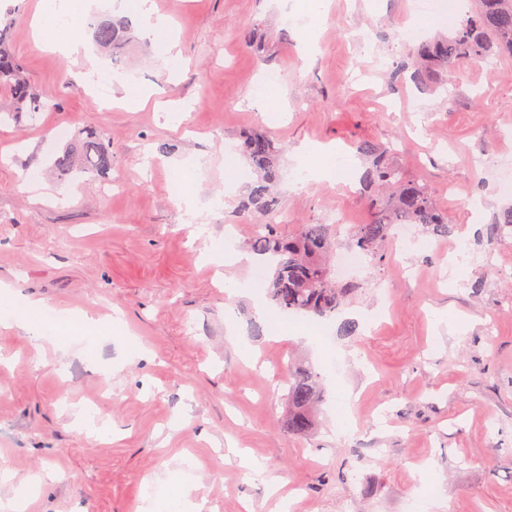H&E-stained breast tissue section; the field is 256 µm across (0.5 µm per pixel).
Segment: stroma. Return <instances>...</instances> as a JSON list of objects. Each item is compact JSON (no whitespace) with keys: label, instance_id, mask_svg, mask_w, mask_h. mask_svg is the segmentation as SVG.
Instances as JSON below:
<instances>
[{"label":"stroma","instance_id":"1","mask_svg":"<svg viewBox=\"0 0 512 512\" xmlns=\"http://www.w3.org/2000/svg\"><path fill=\"white\" fill-rule=\"evenodd\" d=\"M180 51L137 35L113 55L77 59L36 42L39 0H0L9 46L49 104L0 124V281L18 298L99 319L61 352L54 338L0 327V467L34 480L26 512H138L158 477L179 485L195 461L201 512H512V239L491 240L512 198L494 165L512 153V54L467 67L428 91L407 62L416 0H326L315 20H284L275 0H164ZM257 34L256 51L242 34ZM314 43L303 52V37ZM108 74L150 90L140 107H103L83 79ZM261 127L283 148L278 232L372 219L356 145L394 144L392 162L424 185L455 225L405 252L364 262L356 296L318 335L312 318L267 299L255 264L220 266L252 233L224 169L253 181L236 149ZM65 136H55V129ZM98 131L113 193L87 177L68 191L45 172L57 152ZM334 147L349 177L301 179L299 151ZM212 206L206 223L180 202ZM246 284L233 292L226 280ZM462 321L449 333L438 316ZM120 314L143 348L132 358L108 323ZM323 378L317 426L284 429L289 364ZM261 460L269 488L228 447Z\"/></svg>","mask_w":512,"mask_h":512}]
</instances>
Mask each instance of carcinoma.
I'll use <instances>...</instances> for the list:
<instances>
[{
    "label": "carcinoma",
    "instance_id": "carcinoma-1",
    "mask_svg": "<svg viewBox=\"0 0 512 512\" xmlns=\"http://www.w3.org/2000/svg\"><path fill=\"white\" fill-rule=\"evenodd\" d=\"M8 35L5 26L0 30V95L9 105H0V121L16 120L23 112L34 116L47 108L26 78L23 65L5 48ZM130 37L131 23L127 19L102 20L93 27V40L104 51L122 49ZM500 51L512 54V0H479L473 14L454 31L419 44L411 61L401 68L412 70V78L420 86L433 89L448 84L467 65ZM240 148L256 179L247 187L239 211L258 216L252 222L257 230L252 232L247 247L271 261L268 300L284 312L319 318L336 315L357 291L353 284H338L330 265L333 245L341 236L339 226L303 224L293 236L277 234L272 224L279 214L275 188L280 180L282 148L260 130L243 132ZM358 149L368 162L363 182L376 187V192L369 201L372 222L347 231L352 249L379 264L383 261V246L398 224H420L435 238H446L454 232L455 227L436 207L426 188L408 180L391 162L389 147L361 143ZM51 168L61 186L85 174L106 180L112 170V154L95 132L88 131L78 148L53 158ZM321 394L320 376L312 368L301 366L289 374V434L304 436L313 431Z\"/></svg>",
    "mask_w": 512,
    "mask_h": 512
}]
</instances>
